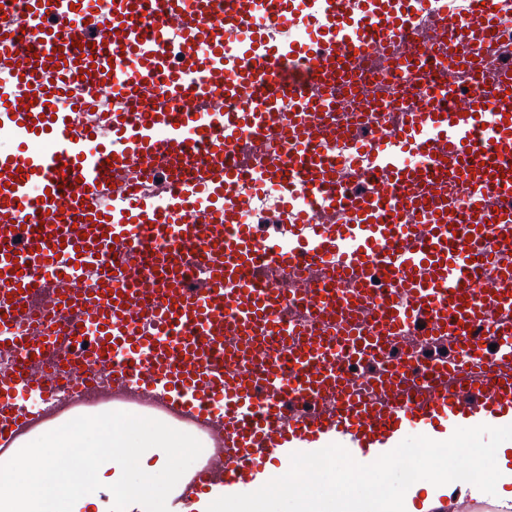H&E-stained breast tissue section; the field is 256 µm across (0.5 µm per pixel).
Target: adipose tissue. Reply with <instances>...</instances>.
<instances>
[{"instance_id":"obj_1","label":"adipose tissue","mask_w":512,"mask_h":512,"mask_svg":"<svg viewBox=\"0 0 512 512\" xmlns=\"http://www.w3.org/2000/svg\"><path fill=\"white\" fill-rule=\"evenodd\" d=\"M23 456L0 474V512H167L179 479L169 459L190 467L205 440L154 416L84 408L19 438ZM120 456H113V449Z\"/></svg>"}]
</instances>
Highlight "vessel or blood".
<instances>
[{
    "instance_id": "obj_1",
    "label": "vessel or blood",
    "mask_w": 512,
    "mask_h": 512,
    "mask_svg": "<svg viewBox=\"0 0 512 512\" xmlns=\"http://www.w3.org/2000/svg\"><path fill=\"white\" fill-rule=\"evenodd\" d=\"M451 2L22 0L0 17V455L105 377L113 407L219 450L169 512L255 491L295 452L369 464L411 435L512 425V66L466 55L504 2L453 31ZM428 47L458 81L430 76ZM369 57L406 67L404 91L336 96ZM267 187L259 230L242 214ZM46 349L80 378L35 371ZM496 462L495 495L419 481L405 512H512V440Z\"/></svg>"
}]
</instances>
